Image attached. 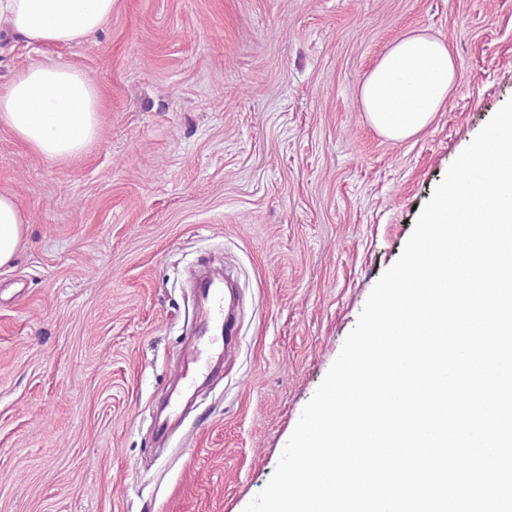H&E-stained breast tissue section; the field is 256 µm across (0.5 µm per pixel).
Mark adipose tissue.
I'll use <instances>...</instances> for the list:
<instances>
[{
    "label": "adipose tissue",
    "mask_w": 512,
    "mask_h": 512,
    "mask_svg": "<svg viewBox=\"0 0 512 512\" xmlns=\"http://www.w3.org/2000/svg\"><path fill=\"white\" fill-rule=\"evenodd\" d=\"M113 0H0V29L27 45L68 46L97 33ZM457 81L446 42L423 32L397 39L360 88L369 124L393 141L432 121ZM99 93L74 65L28 64L0 90V126L36 155L64 163L86 152L99 135ZM28 216L14 195L0 193V267L12 263Z\"/></svg>",
    "instance_id": "obj_1"
}]
</instances>
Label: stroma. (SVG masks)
<instances>
[{
	"label": "stroma",
	"instance_id": "1",
	"mask_svg": "<svg viewBox=\"0 0 512 512\" xmlns=\"http://www.w3.org/2000/svg\"><path fill=\"white\" fill-rule=\"evenodd\" d=\"M444 39L457 86L402 142L360 85L391 44ZM76 65L101 132L59 165L0 127L30 224L0 267V512H245L450 165L512 99V0H114L98 33L0 32V87ZM239 284L218 378L166 437L159 405Z\"/></svg>",
	"mask_w": 512,
	"mask_h": 512
}]
</instances>
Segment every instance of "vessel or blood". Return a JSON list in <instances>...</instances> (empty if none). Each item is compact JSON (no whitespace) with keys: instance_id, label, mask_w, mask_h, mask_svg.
I'll use <instances>...</instances> for the list:
<instances>
[{"instance_id":"vessel-or-blood-1","label":"vessel or blood","mask_w":512,"mask_h":512,"mask_svg":"<svg viewBox=\"0 0 512 512\" xmlns=\"http://www.w3.org/2000/svg\"><path fill=\"white\" fill-rule=\"evenodd\" d=\"M233 286V281L215 277L207 281L199 290L206 305L210 326L194 338L190 358L192 366L179 375L183 390L189 391L195 388L201 378L209 375L212 361L224 355L225 340L233 332L238 307L237 301L228 298V291Z\"/></svg>"}]
</instances>
